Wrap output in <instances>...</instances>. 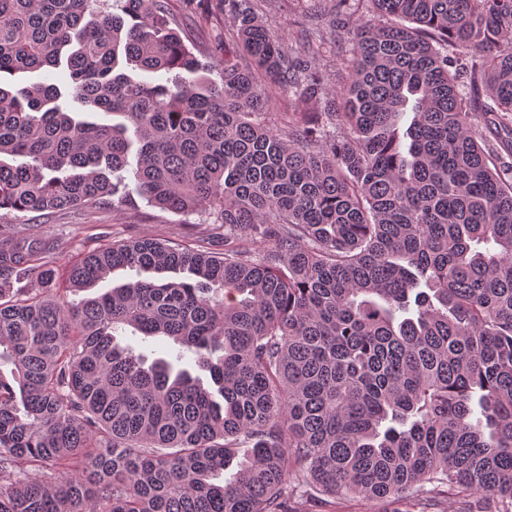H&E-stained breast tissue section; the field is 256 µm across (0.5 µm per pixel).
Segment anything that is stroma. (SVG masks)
Masks as SVG:
<instances>
[{"label":"stroma","instance_id":"35a3bbf8","mask_svg":"<svg viewBox=\"0 0 512 512\" xmlns=\"http://www.w3.org/2000/svg\"><path fill=\"white\" fill-rule=\"evenodd\" d=\"M257 8L273 26L287 53H294L296 49L295 32L304 30L318 50L316 71L325 84L340 87L345 76L344 65L351 57L354 44L353 27L369 18V0H347L341 8L335 0H322L317 7L311 0H259ZM170 12L186 45L201 63L208 65V78L220 81V69L210 66L212 51L219 43L234 44L235 29L224 21L222 14L212 13L209 0H170ZM335 18L350 20L351 26L344 35H336L331 25ZM0 226L22 228L27 235L38 239L64 240L66 254L70 257L145 235L198 250L211 248V229L200 223L198 217L188 218L165 211L142 199L134 205L111 203L48 215L0 210Z\"/></svg>","mask_w":512,"mask_h":512}]
</instances>
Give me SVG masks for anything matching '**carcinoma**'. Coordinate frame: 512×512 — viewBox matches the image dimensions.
I'll list each match as a JSON object with an SVG mask.
<instances>
[{"mask_svg":"<svg viewBox=\"0 0 512 512\" xmlns=\"http://www.w3.org/2000/svg\"><path fill=\"white\" fill-rule=\"evenodd\" d=\"M369 2L414 26L359 24L336 90L253 0H218L219 84L168 0H0V210L140 198L224 228L62 283L63 244L0 228V512H291L301 487L512 512V167L486 154L512 157V0ZM63 64L64 91L5 81ZM119 268L160 279L63 300Z\"/></svg>","mask_w":512,"mask_h":512,"instance_id":"1","label":"carcinoma"}]
</instances>
